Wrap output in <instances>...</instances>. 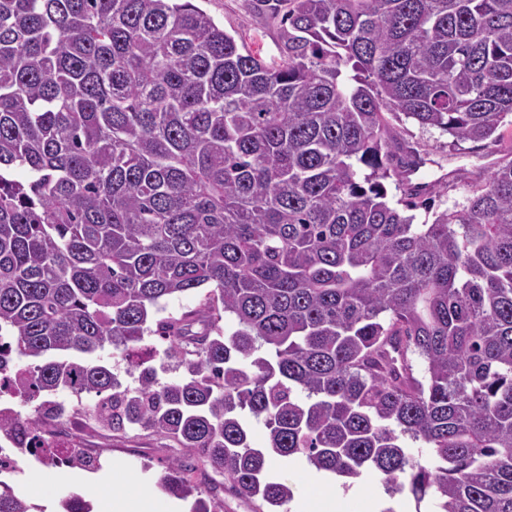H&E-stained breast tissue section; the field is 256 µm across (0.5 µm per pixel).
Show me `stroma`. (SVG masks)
I'll return each mask as SVG.
<instances>
[{"instance_id": "obj_1", "label": "stroma", "mask_w": 512, "mask_h": 512, "mask_svg": "<svg viewBox=\"0 0 512 512\" xmlns=\"http://www.w3.org/2000/svg\"><path fill=\"white\" fill-rule=\"evenodd\" d=\"M201 6L225 32L242 35L247 47L260 51L266 63L279 61L283 25L280 18L265 11L259 0H201ZM397 127L406 142L430 158L429 163L411 176V183L431 185L444 181L447 191L439 199L444 208L464 202L471 185L501 158L499 147L489 140L456 144L441 130H426L408 119L399 121ZM71 454L78 460L86 456L100 458L102 467L89 472L62 466L55 470L56 482L44 486L40 479L46 471L39 460L31 457L24 461L15 476V490L23 493L41 487L44 498L40 505L45 512H59L61 500L74 493L92 500L89 483L93 480L117 497L126 494L132 486L153 494L157 491L155 483L164 475L169 460L178 455L186 456L187 451L166 447L164 440L145 431L123 436L99 427L88 447L72 449ZM116 469L127 476V483H113L112 472ZM315 474V469L302 458L293 463L273 459L268 471L269 477L283 480L292 488L294 498L288 505L289 512H304L312 493L309 480ZM323 479L340 501L342 512H427L428 509L427 502L416 501L409 493L387 494L378 473L347 481L327 473Z\"/></svg>"}]
</instances>
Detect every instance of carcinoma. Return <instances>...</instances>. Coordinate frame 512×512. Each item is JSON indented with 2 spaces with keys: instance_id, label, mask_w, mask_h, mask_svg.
I'll return each instance as SVG.
<instances>
[{
  "instance_id": "1",
  "label": "carcinoma",
  "mask_w": 512,
  "mask_h": 512,
  "mask_svg": "<svg viewBox=\"0 0 512 512\" xmlns=\"http://www.w3.org/2000/svg\"><path fill=\"white\" fill-rule=\"evenodd\" d=\"M260 2L288 22L276 67L192 0H0V376L30 359L34 408L0 436L61 417L66 390L113 433L191 449L158 483L191 512L208 467L290 503L274 455L374 469L433 512H512V161L430 223L424 193L395 206L384 185L421 160L393 118L502 139L512 0ZM205 286L158 324L155 364L152 309ZM32 509L0 481V512Z\"/></svg>"
}]
</instances>
